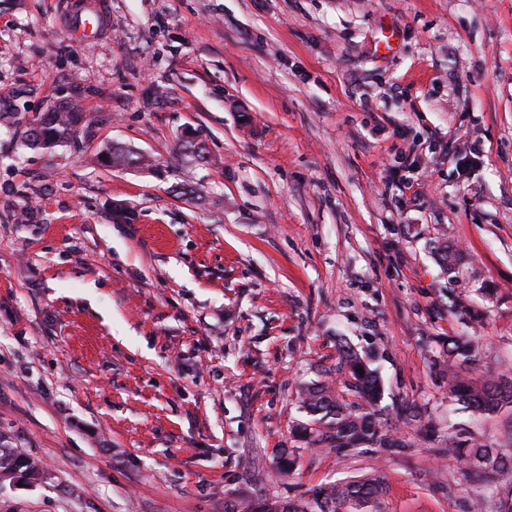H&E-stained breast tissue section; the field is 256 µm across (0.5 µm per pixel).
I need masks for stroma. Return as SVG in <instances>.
I'll list each match as a JSON object with an SVG mask.
<instances>
[{
  "instance_id": "1",
  "label": "stroma",
  "mask_w": 512,
  "mask_h": 512,
  "mask_svg": "<svg viewBox=\"0 0 512 512\" xmlns=\"http://www.w3.org/2000/svg\"><path fill=\"white\" fill-rule=\"evenodd\" d=\"M67 2L0 0V432L43 465L0 512H224L377 468L384 512H465L449 424L512 448L442 351L468 332L512 378V0H101L82 42ZM60 103L73 139L25 148ZM344 346L405 454L300 438Z\"/></svg>"
}]
</instances>
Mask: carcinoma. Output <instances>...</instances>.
<instances>
[{
	"label": "carcinoma",
	"instance_id": "cac0c4a2",
	"mask_svg": "<svg viewBox=\"0 0 512 512\" xmlns=\"http://www.w3.org/2000/svg\"><path fill=\"white\" fill-rule=\"evenodd\" d=\"M83 113L74 106L46 112L38 118L39 132L24 131L26 145L34 149H51L68 142ZM479 351L478 337L465 332L448 336V397L463 410L480 412L512 407V380L477 377L472 363ZM341 367L348 373L346 392L333 394L325 387L308 388L301 403L306 413L320 424L313 444L336 449V457L359 453L387 451L400 453L406 445L392 437L388 423L382 422L377 409L381 391L377 378L356 353L342 349ZM360 398L345 400L346 393ZM0 433V479L23 469L37 477L40 462L4 446ZM448 455L463 466V476L472 487L468 512H488V501L494 512H512V456L496 452L481 441L462 433H448ZM387 492L382 474L376 472L356 480L317 485L309 490L310 498L288 503V512H383ZM278 500L226 501L224 512H276Z\"/></svg>",
	"mask_w": 512,
	"mask_h": 512
}]
</instances>
